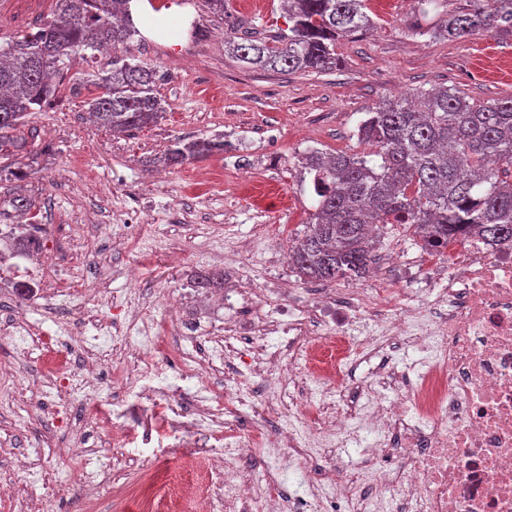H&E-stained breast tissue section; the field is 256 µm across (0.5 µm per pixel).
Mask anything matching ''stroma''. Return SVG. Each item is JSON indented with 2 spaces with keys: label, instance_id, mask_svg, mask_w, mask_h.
Segmentation results:
<instances>
[{
  "label": "stroma",
  "instance_id": "1",
  "mask_svg": "<svg viewBox=\"0 0 512 512\" xmlns=\"http://www.w3.org/2000/svg\"><path fill=\"white\" fill-rule=\"evenodd\" d=\"M169 6L167 24L174 38L143 35L131 45L137 59L156 66V93L165 112L156 124L117 135L86 119L90 93L82 78L108 69L111 54L74 58L57 79V90L21 133L23 152L8 160L15 178L0 181V199L22 194L35 203V220L46 225V242L62 260L85 266L84 285L60 283L46 290L40 306L28 310L37 335L56 337L59 317L72 297L84 296L97 326L77 323L89 343L115 340L112 353L122 362L137 338H126L121 319L105 302L119 307L154 304L160 328L159 351L182 345L168 323L164 299L189 282L194 272L224 268V285L242 280L266 289L268 304L301 307L351 282H306L288 260V243L301 237L315 195L300 180L297 159L317 148L362 153L354 130L365 112L398 93L439 86L459 89L475 103L512 95V30L480 32L448 40L433 37L447 14L468 6L448 0L446 9L420 14L413 0H366L374 26L365 35L336 44L339 64L321 74H288L243 67L224 45L225 34L267 37L284 27L282 0H225L223 15L204 11L202 0H154ZM53 0H0V42L36 31L52 17ZM223 136L224 154L168 167L159 157L169 141ZM140 204L151 229L129 248L113 246L107 265L76 253L73 240L93 234L100 241L124 236L123 217ZM412 229L385 226L372 248L371 265L386 274L393 256H413ZM251 245L248 259L225 266L228 245ZM146 263L139 288L127 291L130 263ZM37 336L0 332V362L11 363L23 388L0 382V512H30L32 488L49 489L52 512H111L105 493L86 494L75 479L80 460L66 449L82 443L106 467L116 484L136 480L134 464L117 454L113 431L141 438L137 417L99 425L75 436L64 414L80 416V402L53 403L39 393L53 387L44 374ZM40 444L41 457L30 456ZM207 461L185 467L178 452L162 454L154 482L161 498L180 493V512H198L203 496L217 493L208 481Z\"/></svg>",
  "mask_w": 512,
  "mask_h": 512
}]
</instances>
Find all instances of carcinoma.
<instances>
[{
  "label": "carcinoma",
  "mask_w": 512,
  "mask_h": 512,
  "mask_svg": "<svg viewBox=\"0 0 512 512\" xmlns=\"http://www.w3.org/2000/svg\"><path fill=\"white\" fill-rule=\"evenodd\" d=\"M52 19L0 44V156L22 149L25 117L56 92L54 78L73 57L112 49L111 68L90 80L91 117L124 132L155 124L165 112L155 93V66L138 61L130 44L140 34L129 0H54ZM288 29L261 39H228L243 66L284 72H322L336 66V41L369 31L365 0H285ZM446 20L448 39L512 29V0H470ZM358 140L365 154L328 155L317 149L298 163L310 176L316 205L291 261L307 279L332 281L366 271L373 227L408 222L413 234L440 252L448 239L475 230L512 244V97L486 105L446 87L385 101L366 112ZM224 137L171 141L170 166L222 154ZM15 252L33 253L36 239L10 233ZM205 293L224 287V273L194 276Z\"/></svg>",
  "instance_id": "obj_1"
}]
</instances>
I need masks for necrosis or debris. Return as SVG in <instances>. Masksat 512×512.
I'll list each match as a JSON object with an SVG mask.
<instances>
[{"label": "necrosis or debris", "mask_w": 512, "mask_h": 512, "mask_svg": "<svg viewBox=\"0 0 512 512\" xmlns=\"http://www.w3.org/2000/svg\"><path fill=\"white\" fill-rule=\"evenodd\" d=\"M429 268L431 293L412 288L354 285L318 299L307 308H285L284 319L236 314L252 304L256 288H228L224 308L234 319L225 339L255 344L281 336L279 357L259 365L264 388L278 391L266 412L288 413L306 428L280 434L294 471L309 475L308 496H290L278 472L266 470L256 486L239 468L245 456L263 454L274 439L226 418L249 404L242 384L201 397L187 411L175 397L178 383H210L224 371L217 349L201 346L175 352L176 383H160L154 360L139 357L112 376V349H84L95 377L74 372L59 388L78 395L94 424L139 414L151 423L154 409L167 412L160 440L172 448L216 454L212 473L224 495L202 504V512H512V246L488 245L476 236L448 245L447 256L420 250ZM370 334L362 356L379 358L372 385L393 387L390 401L374 397L364 405H339L335 412L304 402L293 385L307 373L336 394L347 385L341 368L344 338L361 323ZM421 348L425 357L413 371L391 365L390 352ZM375 434L361 468L323 465L327 446L359 443L357 424Z\"/></svg>", "instance_id": "necrosis-or-debris-1"}]
</instances>
